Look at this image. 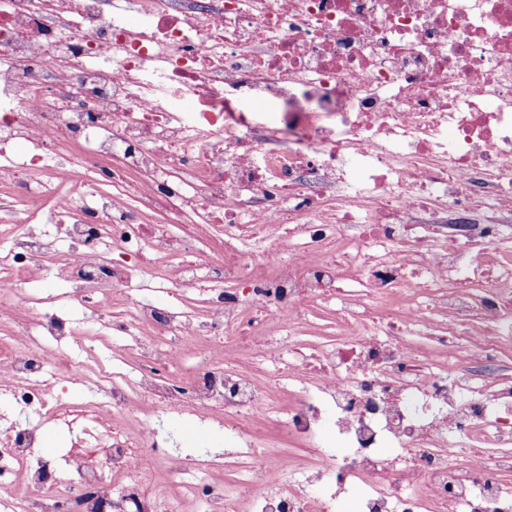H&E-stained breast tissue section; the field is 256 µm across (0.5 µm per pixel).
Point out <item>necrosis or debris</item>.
<instances>
[{
	"label": "necrosis or debris",
	"mask_w": 512,
	"mask_h": 512,
	"mask_svg": "<svg viewBox=\"0 0 512 512\" xmlns=\"http://www.w3.org/2000/svg\"><path fill=\"white\" fill-rule=\"evenodd\" d=\"M0 318V512H512V0H0ZM182 429L185 444L182 448H199V444L205 441L213 442L221 447H218V451L224 452V433L217 429H213L207 432L199 431L194 425L187 422H176Z\"/></svg>",
	"instance_id": "obj_1"
}]
</instances>
